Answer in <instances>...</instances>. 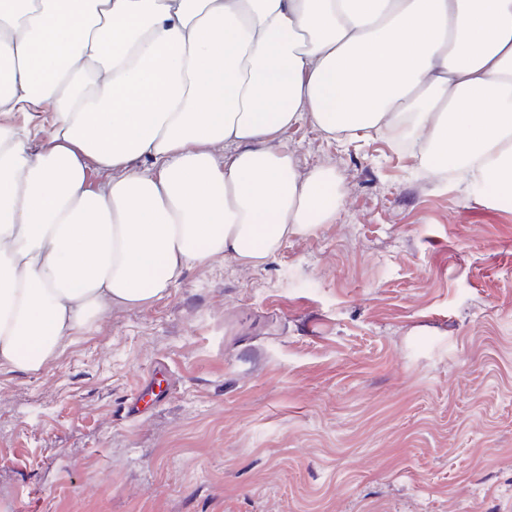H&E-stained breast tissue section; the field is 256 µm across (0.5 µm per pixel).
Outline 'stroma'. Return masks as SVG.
I'll list each match as a JSON object with an SVG mask.
<instances>
[{"label":"stroma","instance_id":"35a3bbf8","mask_svg":"<svg viewBox=\"0 0 512 512\" xmlns=\"http://www.w3.org/2000/svg\"><path fill=\"white\" fill-rule=\"evenodd\" d=\"M281 138L334 220L0 370V512H512V201L385 134Z\"/></svg>","mask_w":512,"mask_h":512}]
</instances>
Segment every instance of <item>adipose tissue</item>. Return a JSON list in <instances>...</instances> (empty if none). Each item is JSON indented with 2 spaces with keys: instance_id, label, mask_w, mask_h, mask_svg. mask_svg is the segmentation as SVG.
<instances>
[{
  "instance_id": "ef3b65f1",
  "label": "adipose tissue",
  "mask_w": 512,
  "mask_h": 512,
  "mask_svg": "<svg viewBox=\"0 0 512 512\" xmlns=\"http://www.w3.org/2000/svg\"><path fill=\"white\" fill-rule=\"evenodd\" d=\"M1 64L3 369L333 221L294 125L386 132L512 197V0H0Z\"/></svg>"
}]
</instances>
